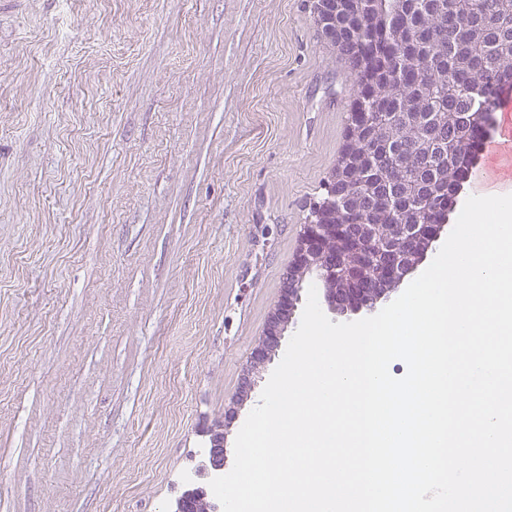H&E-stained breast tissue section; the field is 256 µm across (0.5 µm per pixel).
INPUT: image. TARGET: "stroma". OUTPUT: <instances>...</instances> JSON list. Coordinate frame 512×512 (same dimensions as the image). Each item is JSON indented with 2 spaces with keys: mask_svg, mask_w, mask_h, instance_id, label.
<instances>
[{
  "mask_svg": "<svg viewBox=\"0 0 512 512\" xmlns=\"http://www.w3.org/2000/svg\"><path fill=\"white\" fill-rule=\"evenodd\" d=\"M309 0H0V512H172L344 143Z\"/></svg>",
  "mask_w": 512,
  "mask_h": 512,
  "instance_id": "1",
  "label": "stroma"
}]
</instances>
